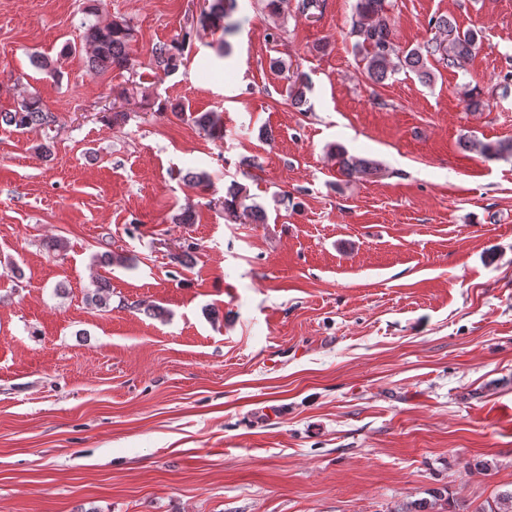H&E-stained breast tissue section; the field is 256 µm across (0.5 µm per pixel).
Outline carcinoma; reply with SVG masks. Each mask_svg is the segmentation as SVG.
I'll return each mask as SVG.
<instances>
[{"label": "carcinoma", "mask_w": 512, "mask_h": 512, "mask_svg": "<svg viewBox=\"0 0 512 512\" xmlns=\"http://www.w3.org/2000/svg\"><path fill=\"white\" fill-rule=\"evenodd\" d=\"M208 5L200 13L199 22L214 31L231 34L237 29L232 21L236 0H206ZM389 0H356L350 35L355 38L354 48L362 54L364 71L375 83H383L393 75L404 71L414 73L418 79L429 84L434 78L431 61L436 60L450 67H462L481 47L478 31L457 29L446 16L431 18L430 29L433 37L409 50H402L394 40V18ZM132 28L124 19H114L101 24L85 26L84 50L91 69L104 72L110 68L129 70L133 62L129 54ZM181 46L175 42L158 43L152 48V66L165 75L173 73L179 66ZM200 131L211 138L220 137L224 126L214 112H202L192 117ZM56 123V116L46 110L40 96L31 92L21 98L9 112H0V125L23 130L32 126L50 127ZM483 155L491 158L512 157V141L484 143L480 145ZM336 154L342 157L343 173L352 176L369 171V164L363 160H349L341 148ZM244 188L233 184L224 195V214L235 218L244 207ZM112 297L107 284L100 282L88 294L90 304L106 308ZM477 512H512V489L498 492Z\"/></svg>", "instance_id": "obj_1"}]
</instances>
